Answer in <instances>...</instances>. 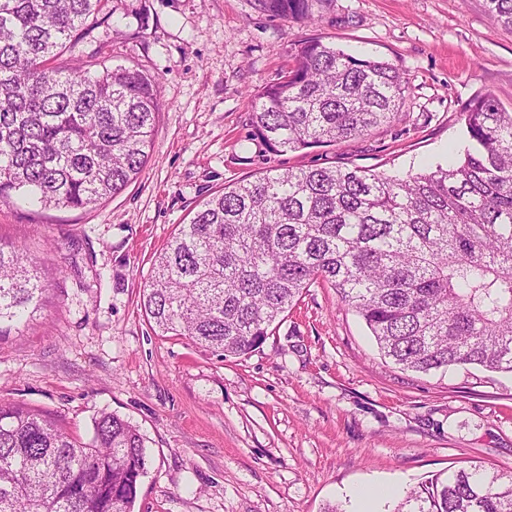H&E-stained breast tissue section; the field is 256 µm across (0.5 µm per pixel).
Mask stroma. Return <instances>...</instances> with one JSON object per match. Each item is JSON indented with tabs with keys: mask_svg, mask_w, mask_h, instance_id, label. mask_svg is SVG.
I'll list each match as a JSON object with an SVG mask.
<instances>
[{
	"mask_svg": "<svg viewBox=\"0 0 512 512\" xmlns=\"http://www.w3.org/2000/svg\"><path fill=\"white\" fill-rule=\"evenodd\" d=\"M109 3L57 63L156 79L148 161L90 210L0 203V242L39 254L45 285L34 318L0 341V403L49 414L83 442L104 411L136 425L148 471L135 512H324L357 486L512 472V373L401 369L330 285L305 289L260 348L227 360L156 335L141 306L155 257L225 186L272 166L402 177L462 156L472 99L489 93L512 112V27L485 0H330L313 26L256 0ZM311 35L388 60L410 93L370 136L266 152L249 98Z\"/></svg>",
	"mask_w": 512,
	"mask_h": 512,
	"instance_id": "1",
	"label": "stroma"
}]
</instances>
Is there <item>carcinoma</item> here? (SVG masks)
<instances>
[{
    "instance_id": "cac0c4a2",
    "label": "carcinoma",
    "mask_w": 512,
    "mask_h": 512,
    "mask_svg": "<svg viewBox=\"0 0 512 512\" xmlns=\"http://www.w3.org/2000/svg\"><path fill=\"white\" fill-rule=\"evenodd\" d=\"M104 0H0V202L86 209L141 172L157 89L142 72L51 67L88 36ZM313 23L329 0H257ZM512 27V0H486ZM253 97L265 151L356 140L393 122L409 83L389 61L323 38ZM468 147L445 168L271 167L208 200L155 257L142 303L162 336L223 358L250 354L310 285L323 281L365 322L384 356L428 373L512 372V112L490 94L464 112ZM42 261L0 245V337L37 311ZM147 474L136 426L103 412L80 442L37 409L0 404V512H134ZM398 512H512V473L437 475Z\"/></svg>"
}]
</instances>
